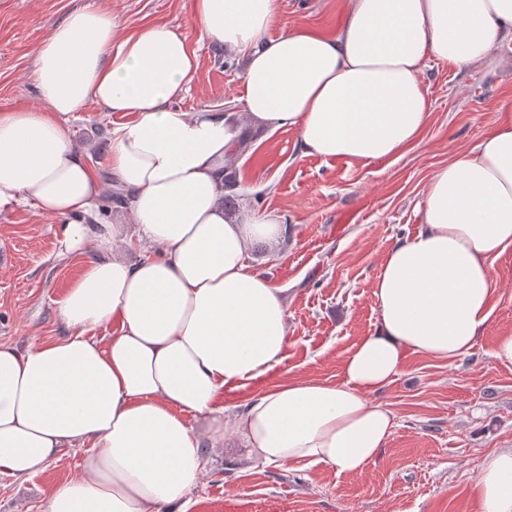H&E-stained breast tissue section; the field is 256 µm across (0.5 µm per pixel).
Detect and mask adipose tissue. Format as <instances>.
<instances>
[{"mask_svg": "<svg viewBox=\"0 0 512 512\" xmlns=\"http://www.w3.org/2000/svg\"><path fill=\"white\" fill-rule=\"evenodd\" d=\"M194 26L245 58V112H185L198 67L186 30L157 23L117 38L87 5L52 25L33 79L41 108L0 113V210L63 219L60 246L93 249L58 303L67 335L0 343V473L28 478L62 449L89 452L81 477L53 487L44 512H164L203 476L204 442H244L267 465L364 470L392 412L372 402L408 354L468 355L493 311V262L512 249V108L480 143L431 177L422 226L398 239L373 282L378 329L345 354L342 379H291L225 415L220 396L280 364L284 289L252 269L253 242L283 239L278 217L224 214V169L242 122L299 132L304 154L370 163L404 155L430 119L426 60L468 66L512 37V0H348L333 36H271L275 0H192ZM133 113L112 131L108 172L152 254L118 255L123 228L98 219L99 174L62 117L88 103ZM115 324L113 336L99 328ZM203 418L191 426L188 415ZM476 512H512V448L487 454Z\"/></svg>", "mask_w": 512, "mask_h": 512, "instance_id": "1", "label": "adipose tissue"}]
</instances>
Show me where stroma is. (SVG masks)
I'll use <instances>...</instances> for the list:
<instances>
[{
    "instance_id": "35a3bbf8",
    "label": "stroma",
    "mask_w": 512,
    "mask_h": 512,
    "mask_svg": "<svg viewBox=\"0 0 512 512\" xmlns=\"http://www.w3.org/2000/svg\"><path fill=\"white\" fill-rule=\"evenodd\" d=\"M112 14L120 35L156 23L187 26L188 0H0V111L38 106L35 52L53 23L73 7ZM345 0H277L280 23L335 33ZM240 56L202 41L189 92L178 106L237 112ZM423 80L431 116L403 157L367 164L302 154L293 128L259 131L236 160L245 194L237 207L286 224L278 246L254 242L248 263L288 295L284 360L264 376L224 389L226 412L291 379L337 382L345 352L378 326L373 281L398 238L416 232L433 173L450 154L473 149L500 106H512V40L479 67L428 61ZM96 104L71 113L75 143L105 171L112 130L131 121ZM59 220L31 206L0 211V343L25 348L65 335L59 301L86 256L60 255ZM497 291L487 328L470 355L449 363L409 355L378 402L396 417L378 457L362 472L318 464L269 467L251 462L239 442L204 448L205 475L187 496L186 512H474L483 457L512 448V369L491 357L496 337L512 330V250L494 263ZM87 453L62 449L42 471L21 480L0 474V512H41L45 493L82 474Z\"/></svg>"
}]
</instances>
